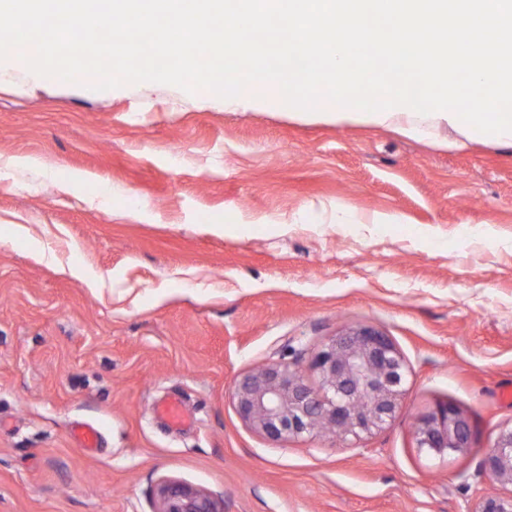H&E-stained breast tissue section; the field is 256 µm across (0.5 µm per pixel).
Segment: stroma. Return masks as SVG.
Wrapping results in <instances>:
<instances>
[{"label": "stroma", "instance_id": "35a3bbf8", "mask_svg": "<svg viewBox=\"0 0 512 512\" xmlns=\"http://www.w3.org/2000/svg\"><path fill=\"white\" fill-rule=\"evenodd\" d=\"M457 139L1 61L0 512H152L166 478L224 512H470L512 424V146ZM359 324L405 360L389 425L241 421V374ZM443 403L472 446L438 461L414 427Z\"/></svg>", "mask_w": 512, "mask_h": 512}]
</instances>
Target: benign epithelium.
<instances>
[{
  "instance_id": "obj_1",
  "label": "benign epithelium",
  "mask_w": 512,
  "mask_h": 512,
  "mask_svg": "<svg viewBox=\"0 0 512 512\" xmlns=\"http://www.w3.org/2000/svg\"><path fill=\"white\" fill-rule=\"evenodd\" d=\"M310 368L319 388L300 365L282 358L241 375L233 398L240 419L274 442L301 439L321 430L341 438L371 435L401 409L406 365L392 339L362 324L316 347ZM417 448L443 458L470 448L471 428L452 405H438L416 426ZM501 489L480 494L471 512H512V426L497 434L482 462ZM212 492L178 480L159 483L153 512H223Z\"/></svg>"
}]
</instances>
